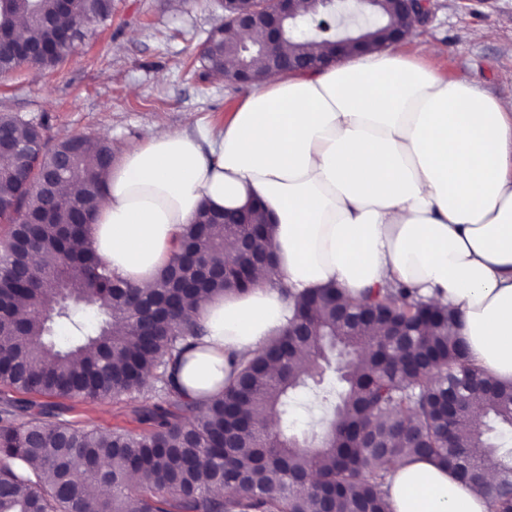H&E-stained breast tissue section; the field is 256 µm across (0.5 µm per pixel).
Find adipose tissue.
Here are the masks:
<instances>
[{"label":"adipose tissue","mask_w":512,"mask_h":512,"mask_svg":"<svg viewBox=\"0 0 512 512\" xmlns=\"http://www.w3.org/2000/svg\"><path fill=\"white\" fill-rule=\"evenodd\" d=\"M254 201L272 224L279 281L262 271L249 293L188 299L205 334L174 376L185 395L216 393L230 357L287 327L282 288L329 283L356 296L397 281L455 308L470 361L512 382V98L374 45L269 75L218 133L189 114L184 129L157 128L124 151L90 241L147 292L201 205ZM392 473V512H488L434 461L403 458Z\"/></svg>","instance_id":"ef3b65f1"}]
</instances>
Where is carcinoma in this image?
<instances>
[{"instance_id":"cac0c4a2","label":"carcinoma","mask_w":512,"mask_h":512,"mask_svg":"<svg viewBox=\"0 0 512 512\" xmlns=\"http://www.w3.org/2000/svg\"><path fill=\"white\" fill-rule=\"evenodd\" d=\"M77 18L61 22L57 0H0V26L25 20L30 40L50 52L31 65L52 69L73 56L79 44L112 15V0H78ZM302 37L285 32L289 51L307 55L313 42L336 43V14ZM401 20L388 0L369 19L349 28L355 40L385 41ZM232 27L213 29L194 61L208 71L237 70L252 61L264 40L262 27L242 43ZM21 66L9 43L0 45V72ZM0 136L29 144L24 166L0 154V223L9 225L0 252V385L48 398L102 400L154 390L137 409L148 425L140 433L42 421L46 406L6 402L0 407V512H391L386 489L393 460L431 457L454 471L488 499L490 512H512V383H486L474 393L470 380L480 372L454 334L455 314L425 301L401 282L368 288L350 299L341 288H319L295 297L296 322L321 335L303 341L283 333L252 356L234 361L236 376L222 393L192 401L175 386L171 366L195 347L202 326L184 300L196 288H177L176 277L190 275L187 257L201 253L226 276L204 290L244 293L256 286L243 273L252 255L226 258L233 234L249 235L254 251L273 256L263 215L252 224H224V214L207 209L190 225L183 248L160 274L149 294L112 278L95 254L89 227L114 156L112 141L82 135L47 148L42 128L0 114ZM71 152L61 183L74 188L50 202L37 189L57 153ZM45 255L24 281L17 267L27 255ZM27 302L20 317L17 300ZM95 307L91 319L80 307ZM69 324L74 335L63 346L52 326ZM379 325L383 335H369ZM125 334L118 335L114 327ZM401 326L410 335H392ZM342 348L353 362L340 377V389L318 394L330 412L316 438L298 439L272 429L262 414L287 421L288 401L312 380L324 381L328 353ZM310 355L301 369L297 354ZM462 396L464 414L448 419V396ZM29 419L15 424L17 412ZM499 427L493 439L473 421L474 414ZM500 459L496 484L485 482L487 458ZM39 469L30 472L26 464ZM141 480L129 483L131 474ZM305 474L301 487L292 477ZM95 486L90 494L87 488ZM224 486V495L213 493Z\"/></svg>"}]
</instances>
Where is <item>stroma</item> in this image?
I'll list each match as a JSON object with an SVG mask.
<instances>
[{
    "label": "stroma",
    "instance_id": "35a3bbf8",
    "mask_svg": "<svg viewBox=\"0 0 512 512\" xmlns=\"http://www.w3.org/2000/svg\"><path fill=\"white\" fill-rule=\"evenodd\" d=\"M223 22L221 0H112L110 19L72 58L52 69L24 65L0 74V113L42 125L47 144L97 135L109 138L119 154L155 128L181 129L188 112L203 127L221 130L248 90L214 82L194 56ZM465 28L482 35L460 42L457 34ZM398 50L440 76L511 98L512 0H437L432 21ZM149 398L146 392L99 401L57 398L46 419L137 431L134 411ZM288 419L302 438L310 421L325 423L312 388L293 394Z\"/></svg>",
    "mask_w": 512,
    "mask_h": 512
}]
</instances>
